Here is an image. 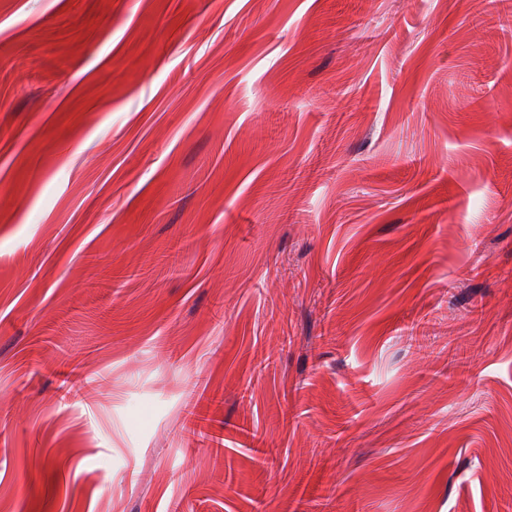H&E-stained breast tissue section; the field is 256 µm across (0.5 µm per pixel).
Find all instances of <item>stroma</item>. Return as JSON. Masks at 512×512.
I'll return each mask as SVG.
<instances>
[{
	"mask_svg": "<svg viewBox=\"0 0 512 512\" xmlns=\"http://www.w3.org/2000/svg\"><path fill=\"white\" fill-rule=\"evenodd\" d=\"M0 512H512V0H0ZM196 407L193 408L189 414L192 416L190 427V432L193 435L197 436L202 443H210V448H223L224 446V437L216 436L214 434L209 433V431L205 428V421L207 420L206 416L200 415V412L195 411Z\"/></svg>",
	"mask_w": 512,
	"mask_h": 512,
	"instance_id": "obj_1",
	"label": "stroma"
}]
</instances>
